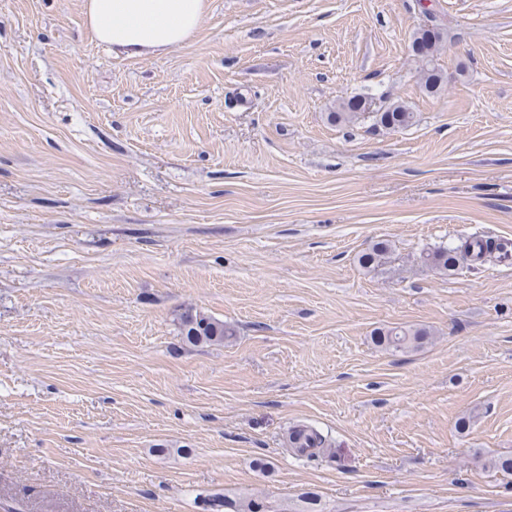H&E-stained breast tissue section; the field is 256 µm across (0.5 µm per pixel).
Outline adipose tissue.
<instances>
[{"instance_id":"obj_1","label":"adipose tissue","mask_w":512,"mask_h":512,"mask_svg":"<svg viewBox=\"0 0 512 512\" xmlns=\"http://www.w3.org/2000/svg\"><path fill=\"white\" fill-rule=\"evenodd\" d=\"M206 0H85L84 12L99 41L113 54L165 53L196 32Z\"/></svg>"}]
</instances>
